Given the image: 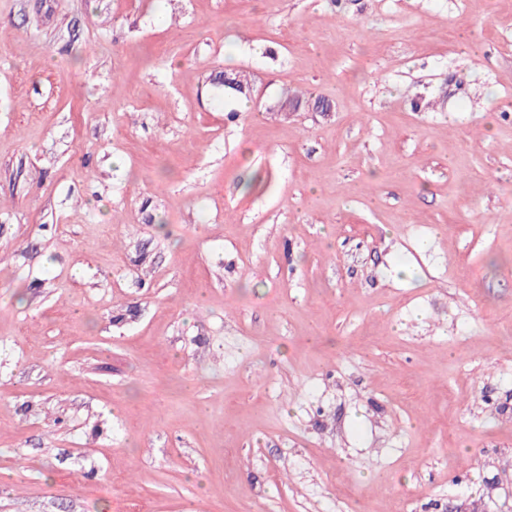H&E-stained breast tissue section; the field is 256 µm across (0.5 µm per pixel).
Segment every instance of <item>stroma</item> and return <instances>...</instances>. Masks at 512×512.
I'll return each instance as SVG.
<instances>
[{
	"label": "stroma",
	"mask_w": 512,
	"mask_h": 512,
	"mask_svg": "<svg viewBox=\"0 0 512 512\" xmlns=\"http://www.w3.org/2000/svg\"><path fill=\"white\" fill-rule=\"evenodd\" d=\"M0 512H512V0H0Z\"/></svg>",
	"instance_id": "35a3bbf8"
}]
</instances>
